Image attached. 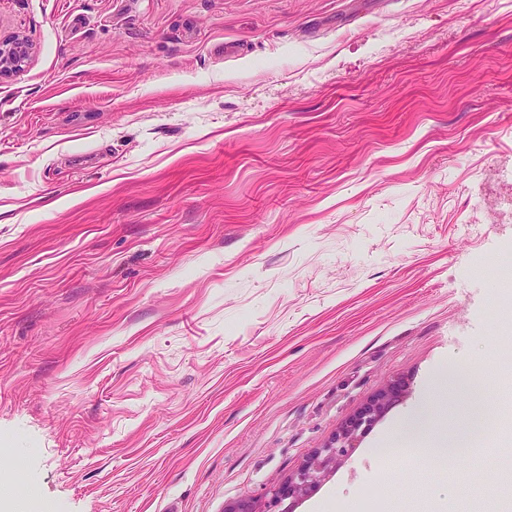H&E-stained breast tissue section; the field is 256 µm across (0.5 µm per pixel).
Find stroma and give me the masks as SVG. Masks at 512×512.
Returning <instances> with one entry per match:
<instances>
[{
    "mask_svg": "<svg viewBox=\"0 0 512 512\" xmlns=\"http://www.w3.org/2000/svg\"><path fill=\"white\" fill-rule=\"evenodd\" d=\"M0 512H464L512 453V0H0ZM474 225L463 235L462 225ZM486 437L391 459L425 413ZM33 44L29 37L15 36L0 40V78L24 67L32 57ZM405 381L393 380L368 401L357 413L346 419L321 448H315L297 470L265 495L264 502L241 499L225 512H292L286 500L309 496L322 483L338 460L347 458L356 448L362 432L373 426L386 410L406 391Z\"/></svg>",
    "mask_w": 512,
    "mask_h": 512,
    "instance_id": "1",
    "label": "stroma"
}]
</instances>
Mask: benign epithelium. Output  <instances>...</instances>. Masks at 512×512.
Returning <instances> with one entry per match:
<instances>
[{
	"instance_id": "7a95c632",
	"label": "benign epithelium",
	"mask_w": 512,
	"mask_h": 512,
	"mask_svg": "<svg viewBox=\"0 0 512 512\" xmlns=\"http://www.w3.org/2000/svg\"><path fill=\"white\" fill-rule=\"evenodd\" d=\"M32 53L33 44L27 36L18 35L6 41L0 40V77L24 67ZM405 387L406 383L401 379L389 382L357 413L346 419L324 446L314 449L287 480L270 489L264 501L259 503L252 499H241L225 509V512H292L285 501L299 500L313 493L336 462L351 455L362 432L383 416L405 392Z\"/></svg>"
}]
</instances>
